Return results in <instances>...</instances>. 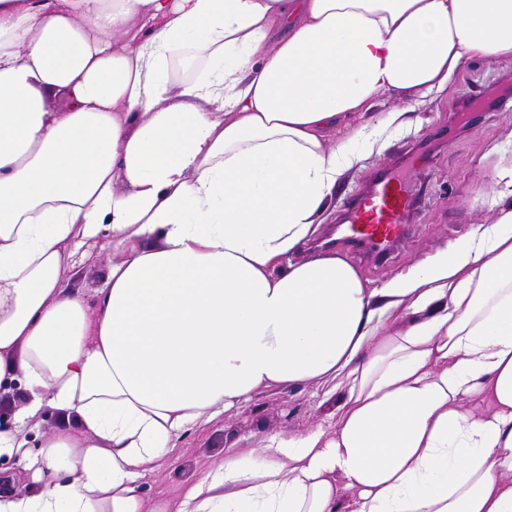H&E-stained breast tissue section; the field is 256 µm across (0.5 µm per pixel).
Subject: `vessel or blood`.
I'll return each instance as SVG.
<instances>
[{
	"mask_svg": "<svg viewBox=\"0 0 512 512\" xmlns=\"http://www.w3.org/2000/svg\"><path fill=\"white\" fill-rule=\"evenodd\" d=\"M416 200L397 167L379 168L341 205L338 230L367 253L381 257L407 236Z\"/></svg>",
	"mask_w": 512,
	"mask_h": 512,
	"instance_id": "b4317fda",
	"label": "vessel or blood"
}]
</instances>
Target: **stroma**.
Returning a JSON list of instances; mask_svg holds the SVG:
<instances>
[{
	"label": "stroma",
	"mask_w": 512,
	"mask_h": 512,
	"mask_svg": "<svg viewBox=\"0 0 512 512\" xmlns=\"http://www.w3.org/2000/svg\"><path fill=\"white\" fill-rule=\"evenodd\" d=\"M512 86V61L475 59L458 70L442 92L422 102L391 94L371 101L368 112L343 122V129L373 126L390 112L399 113V126L387 130L373 153L347 171L321 216L317 240L329 238L346 195L357 191L365 177L403 149L430 144L427 167L414 174L422 202L409 239L378 266L361 259L345 241H335L333 253L354 264L364 278L379 286L406 272L422 258L450 247L478 224L491 223L500 209L496 202L497 174L512 167V96L494 110L475 113L470 129L458 131L452 113L456 102L493 86ZM345 394L343 387L315 382L279 386L257 392L237 414L216 420L196 430L181 442L175 456L140 483L146 505L175 498L189 478L204 472L223 458L229 443L248 436L256 448L265 436H290L330 419Z\"/></svg>",
	"instance_id": "1"
}]
</instances>
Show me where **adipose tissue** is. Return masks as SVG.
Here are the masks:
<instances>
[{"label":"adipose tissue","mask_w":512,"mask_h":512,"mask_svg":"<svg viewBox=\"0 0 512 512\" xmlns=\"http://www.w3.org/2000/svg\"><path fill=\"white\" fill-rule=\"evenodd\" d=\"M475 58L512 0H0V512H512V207L378 287L296 258L376 142L339 122ZM332 380L327 424L146 507L186 435ZM109 267V259L106 254L93 251L89 260L66 273V281L69 288L78 290L88 297L94 295L97 288H101Z\"/></svg>","instance_id":"ef3b65f1"}]
</instances>
